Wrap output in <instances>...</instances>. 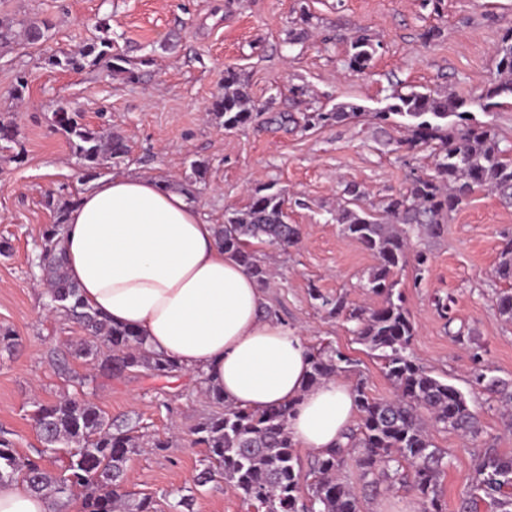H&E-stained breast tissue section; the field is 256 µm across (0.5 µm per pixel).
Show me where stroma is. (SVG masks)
Segmentation results:
<instances>
[{
	"label": "stroma",
	"instance_id": "stroma-1",
	"mask_svg": "<svg viewBox=\"0 0 512 512\" xmlns=\"http://www.w3.org/2000/svg\"><path fill=\"white\" fill-rule=\"evenodd\" d=\"M0 18L47 27L36 43L0 45V120L19 129L16 142L0 145V241L11 246L0 255V327L20 340L16 351L0 352V431L19 455L33 454L40 445L32 420L37 404L80 395L143 432L140 451L127 462L128 490L153 497L160 512L189 493L194 512H248L224 480L194 485L205 451L191 445V431L213 411L199 376L135 370L108 379L79 357L71 358L69 376L53 365L51 351L72 350L84 333L49 310L41 284V234L54 221L47 197L73 203L97 179L149 176L186 193L220 224L226 211L247 206L256 185L276 184L301 237L285 252L258 248L273 271L263 289L268 308L307 345L344 351L354 362L344 376L349 384L361 380L370 397L391 398L395 387L380 361L355 340L345 315L329 316L310 291L379 305L364 287L377 259L336 224L338 202L354 184L363 206L381 208L412 174L430 171L432 151L399 150L403 128L372 114L403 84L478 97L497 77L494 51L512 27V0H443L438 12L427 0H0ZM99 21L110 26L122 69L49 65V57L93 42ZM357 30L379 44L362 72L345 64V38ZM228 68L240 74L257 108L250 124L231 131L210 114ZM347 103L362 106L365 116L306 130L298 124L306 112ZM61 106L79 108L93 128L121 134L128 157L94 177L80 172L66 136L48 122ZM196 161L207 166L199 184ZM506 236L512 207L474 189L439 236L412 237L413 250L429 255L423 278L410 263L398 273L416 327L412 356L457 388L479 421L474 438L434 435L448 451L440 478L445 512H457L485 449L512 455V417L473 377L481 365L487 376L512 383V321L497 307L499 293L512 285L495 275ZM443 297L451 300L446 319L436 307ZM157 440L164 450L154 449Z\"/></svg>",
	"mask_w": 512,
	"mask_h": 512
}]
</instances>
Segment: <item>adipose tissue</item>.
<instances>
[{
  "label": "adipose tissue",
  "mask_w": 512,
  "mask_h": 512,
  "mask_svg": "<svg viewBox=\"0 0 512 512\" xmlns=\"http://www.w3.org/2000/svg\"><path fill=\"white\" fill-rule=\"evenodd\" d=\"M60 248L84 302L143 336L147 348L196 372L234 405H288L302 448H333L355 419L349 383L309 386L298 330L265 312L254 278L217 242L208 215L144 176L99 181L72 206ZM23 482L0 484V512H63Z\"/></svg>",
  "instance_id": "obj_1"
}]
</instances>
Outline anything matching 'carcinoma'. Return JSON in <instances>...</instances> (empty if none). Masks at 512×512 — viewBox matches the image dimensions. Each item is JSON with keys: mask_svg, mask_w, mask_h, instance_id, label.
I'll use <instances>...</instances> for the list:
<instances>
[{"mask_svg": "<svg viewBox=\"0 0 512 512\" xmlns=\"http://www.w3.org/2000/svg\"><path fill=\"white\" fill-rule=\"evenodd\" d=\"M104 36L81 53L55 58L51 64L80 70L111 56L108 28ZM376 47L364 33L349 41L347 67L361 72L369 68ZM498 78L472 102L430 90L395 89L386 107L374 118L387 122L401 118L407 136L398 147L413 152L434 148L429 174H415L408 188L391 198L375 214L361 206L362 193L348 185L345 204L336 209V223L377 258L364 287L381 298L373 309L351 308L344 297L332 300L312 289L331 316L348 313L354 323L355 340L377 353L382 369L395 388L394 397L374 399L358 381L354 393L360 420L348 434L345 447L313 456L306 492L300 491L301 465L296 444L288 431L291 406L252 411L224 401V394L209 387L206 394L217 411L200 421L191 444L205 449L206 466L195 482L204 486L220 477L230 483L243 501L261 512H361L362 500L344 475L350 454H357L364 487L370 492L405 488L418 498L421 512H443L440 476L447 466V450L437 447L432 431L475 437L479 421L465 397L439 380L409 354L416 328L398 288V272L406 265L411 234L423 231L431 237L441 232L448 212L457 208L477 187L486 188L512 206V151L500 147L494 129L466 117L468 107L478 103L488 109L498 100L512 99V28L506 29L495 50ZM256 107L246 85L235 70L224 73V92L212 103V116L224 129L242 128L251 122ZM362 107L343 104L334 112L314 110L304 116L303 128L324 127L332 121L357 117ZM455 117L456 121L448 122ZM50 124L71 140L79 169L88 175L129 153L123 136L88 127L82 114L64 106L52 112ZM46 205L56 211L55 223L42 234L39 268L48 282L52 308L84 331L86 338L74 350L90 358L112 375L144 369L166 377L179 371L171 360L152 354L141 336L117 325L85 304L79 288L66 275L56 241L66 224L68 209L48 197ZM285 199L275 185L256 188L243 211L224 215L216 237L224 252L237 259L262 286L268 284L270 268L253 250V241L285 251L300 238V229L285 221ZM496 276L512 282V238L504 239ZM310 385L315 386L340 373L351 371L353 361L329 344L309 350ZM475 382L498 395L506 410L512 409V388L474 370ZM34 421L42 448L36 456L22 457L11 442L0 437V484L22 480L39 495L62 502L75 492L83 497V512H158L150 497H135L125 487L129 453L141 447L137 425L115 422L88 399L64 397L40 404ZM473 493L463 499L459 512H479L485 503L493 512H512V455L488 448L472 477Z\"/></svg>", "mask_w": 512, "mask_h": 512, "instance_id": "cac0c4a2", "label": "carcinoma"}]
</instances>
